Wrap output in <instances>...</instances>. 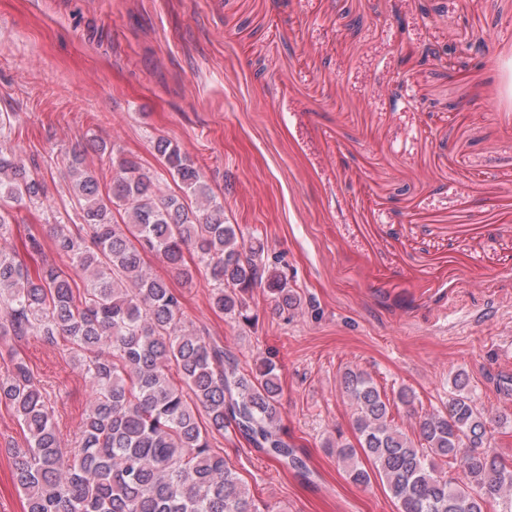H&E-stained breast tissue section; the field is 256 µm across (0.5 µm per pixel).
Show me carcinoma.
<instances>
[{"label": "carcinoma", "mask_w": 512, "mask_h": 512, "mask_svg": "<svg viewBox=\"0 0 512 512\" xmlns=\"http://www.w3.org/2000/svg\"><path fill=\"white\" fill-rule=\"evenodd\" d=\"M13 119L0 114L1 241L11 235L14 207L45 195L42 176L10 143ZM154 150L161 172L112 153L116 174L105 195L85 151L73 153L67 177L81 223L53 224L51 235L82 283L53 265L33 276L0 249V340H66L93 389L79 444L64 452L39 381L9 353L0 404L28 433L27 447L10 449L25 512H252L238 472L211 445L228 429L279 463L305 468L282 438L277 365L261 358L245 373L217 341L182 329L179 295L145 269L143 254L159 256L186 284L194 278L188 260H196L213 307L247 325L252 289H267L287 312L301 308V296L268 263L263 242L246 243L226 223L223 202L178 145L160 137ZM166 174L181 195L162 191ZM342 384L359 448L327 447H336L352 482L380 481L398 512L512 506V469L486 448L491 418L474 404L466 371L453 375L448 400L419 418L415 440L367 375L349 369ZM456 468L460 479L449 475Z\"/></svg>", "instance_id": "cac0c4a2"}]
</instances>
